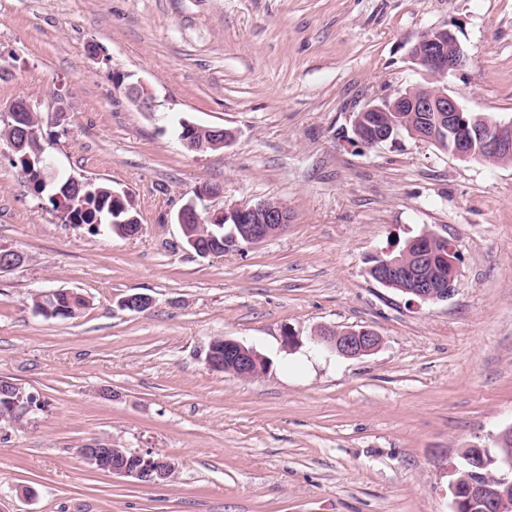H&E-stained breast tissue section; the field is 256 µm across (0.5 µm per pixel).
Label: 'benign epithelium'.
Wrapping results in <instances>:
<instances>
[{"label": "benign epithelium", "mask_w": 512, "mask_h": 512, "mask_svg": "<svg viewBox=\"0 0 512 512\" xmlns=\"http://www.w3.org/2000/svg\"><path fill=\"white\" fill-rule=\"evenodd\" d=\"M412 60L424 68L432 87H414L393 100H383L366 105L360 114L374 113L376 123L372 127L375 143L386 141L390 131L379 123L380 115L386 112H426L427 123L422 129H413L410 135L429 142L433 140L435 131L448 128V152L465 160L481 161L486 156L512 155V119L499 120L489 115H477L471 119L465 116L466 109L451 94L448 87L442 84L448 74L465 66L467 55L456 35L448 28H433L422 35L410 51ZM128 98L141 110H152L153 97L149 89L142 83H130L124 86ZM41 108L43 103L23 102L8 107L4 115L12 119L15 138L8 144L12 151L19 149L20 137L24 134L27 112L33 107ZM51 124L65 127L69 118V109L64 100L57 99L47 107ZM185 132L180 136L182 145L193 151L207 148L218 149L228 145L232 137L221 127L203 126L187 120H181ZM224 197L221 187L208 185L194 192L173 217L174 223L180 228L194 220L222 224L228 220L237 224L240 236L234 237L237 247L261 243L286 229L288 210L283 205L268 206L258 201L253 204L241 203L230 208L218 207L215 201ZM444 241V237L436 233H426L409 242L408 249L412 256L405 254L392 258L381 256L379 261L370 266L377 280L387 285L397 277L408 279L413 287L412 294L423 302H436L448 298L453 291V283L457 276V250L453 244L436 250L433 241ZM441 266L448 269V287L434 285V279L428 276L429 268ZM313 342L325 347L340 356L355 358L374 353L381 344L377 333L367 330H341L338 334L325 329L313 338ZM228 364L229 371L244 379H252L262 375L267 369V362L256 350L234 340L224 339V357L208 351L206 365L209 369ZM6 389L16 395L13 399V410L24 417L38 413L33 401L35 393L29 392L21 384L7 380ZM110 444L93 438L81 446L82 458L91 466L113 475L128 477L143 485H158L168 480L175 465L171 461L156 455L152 451H134L131 457L134 464L120 462L111 458L108 451ZM460 472L457 465L451 468L449 488L452 494L453 512L461 509L499 508V512H509L512 501L508 492L512 489V458H504L494 470L477 474L468 481L466 494L459 490Z\"/></svg>", "instance_id": "1"}]
</instances>
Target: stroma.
I'll return each mask as SVG.
<instances>
[{
  "label": "stroma",
  "mask_w": 512,
  "mask_h": 512,
  "mask_svg": "<svg viewBox=\"0 0 512 512\" xmlns=\"http://www.w3.org/2000/svg\"><path fill=\"white\" fill-rule=\"evenodd\" d=\"M438 27L468 56L449 93L512 118V0H0V110L69 101L46 156L126 192L143 224L120 238L62 223L0 154V248L25 257L0 273V377L46 402L0 440V512H452L451 466L512 425V165L404 132L368 146L353 124L426 82L409 51ZM181 118L234 139L187 151ZM206 184L229 206L280 201L287 230L215 257L178 248L172 216ZM428 230L458 250L448 299L369 276ZM54 289L89 305L37 315L31 293ZM131 294L151 306L122 308ZM324 328L382 342L346 358L313 347ZM217 336L265 373L208 369ZM93 437L176 470L144 486L93 469L77 454Z\"/></svg>",
  "instance_id": "1"
}]
</instances>
